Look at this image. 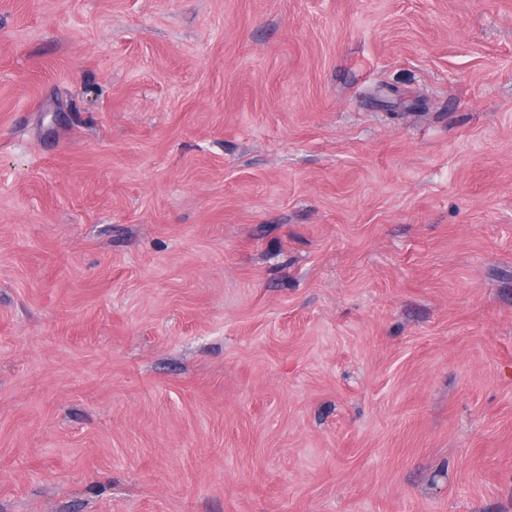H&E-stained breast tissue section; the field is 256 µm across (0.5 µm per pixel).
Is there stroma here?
Masks as SVG:
<instances>
[{"label":"stroma","mask_w":512,"mask_h":512,"mask_svg":"<svg viewBox=\"0 0 512 512\" xmlns=\"http://www.w3.org/2000/svg\"><path fill=\"white\" fill-rule=\"evenodd\" d=\"M0 512H512V0H0Z\"/></svg>","instance_id":"1"}]
</instances>
